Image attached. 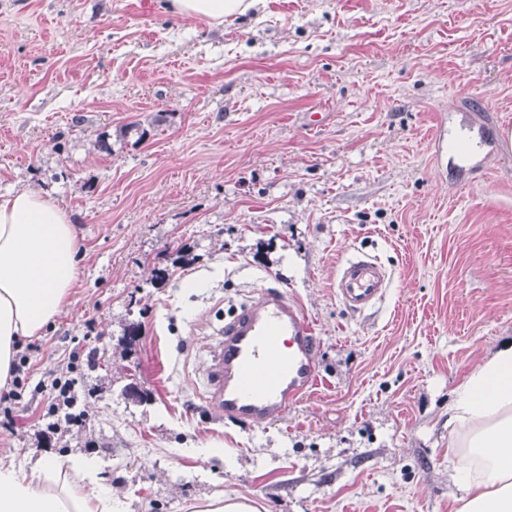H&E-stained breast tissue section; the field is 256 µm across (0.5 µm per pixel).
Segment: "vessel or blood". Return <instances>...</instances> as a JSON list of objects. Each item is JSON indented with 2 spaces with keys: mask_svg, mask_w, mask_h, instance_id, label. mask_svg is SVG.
Returning a JSON list of instances; mask_svg holds the SVG:
<instances>
[{
  "mask_svg": "<svg viewBox=\"0 0 512 512\" xmlns=\"http://www.w3.org/2000/svg\"><path fill=\"white\" fill-rule=\"evenodd\" d=\"M387 288L386 271L373 260H345L336 276V294L354 312L378 303ZM316 348L300 305L283 291H265L225 322L208 373L207 404L227 418H282L317 384Z\"/></svg>",
  "mask_w": 512,
  "mask_h": 512,
  "instance_id": "1",
  "label": "vessel or blood"
}]
</instances>
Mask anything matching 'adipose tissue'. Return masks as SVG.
Wrapping results in <instances>:
<instances>
[{
    "label": "adipose tissue",
    "instance_id": "ef3b65f1",
    "mask_svg": "<svg viewBox=\"0 0 512 512\" xmlns=\"http://www.w3.org/2000/svg\"><path fill=\"white\" fill-rule=\"evenodd\" d=\"M260 0H166L169 13L214 24L244 16ZM82 244L54 199L20 191L0 199V385L12 377L18 342L41 335L70 303ZM459 461L454 512H512V347L499 349L456 389L448 408ZM27 478L0 462V512H112L109 492L90 493L93 459L37 461Z\"/></svg>",
    "mask_w": 512,
    "mask_h": 512
}]
</instances>
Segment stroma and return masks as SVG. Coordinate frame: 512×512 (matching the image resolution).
Instances as JSON below:
<instances>
[{
	"instance_id": "1",
	"label": "stroma",
	"mask_w": 512,
	"mask_h": 512,
	"mask_svg": "<svg viewBox=\"0 0 512 512\" xmlns=\"http://www.w3.org/2000/svg\"><path fill=\"white\" fill-rule=\"evenodd\" d=\"M162 5L0 0V196L51 195L84 253L0 458L96 457L120 512H452L448 405L512 343V153L477 135L512 121V0ZM353 256L391 274L361 312L333 286ZM270 288L312 320L319 384L229 420L210 350ZM71 362L84 421L44 433L36 387ZM261 0H166V10L176 16L221 24L227 19L245 16ZM197 512H259L257 505L237 494L210 498Z\"/></svg>"
}]
</instances>
